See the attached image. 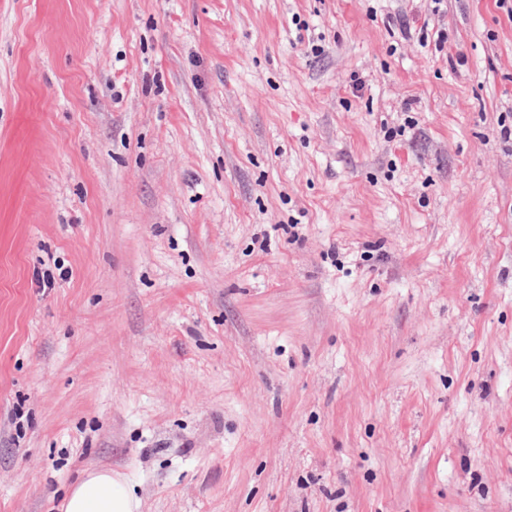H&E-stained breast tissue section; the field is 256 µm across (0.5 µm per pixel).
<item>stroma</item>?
Returning a JSON list of instances; mask_svg holds the SVG:
<instances>
[{"mask_svg":"<svg viewBox=\"0 0 512 512\" xmlns=\"http://www.w3.org/2000/svg\"><path fill=\"white\" fill-rule=\"evenodd\" d=\"M505 124L500 0H0V512H512ZM141 502L128 483L111 470L89 469L70 487L64 512H140Z\"/></svg>","mask_w":512,"mask_h":512,"instance_id":"stroma-1","label":"stroma"}]
</instances>
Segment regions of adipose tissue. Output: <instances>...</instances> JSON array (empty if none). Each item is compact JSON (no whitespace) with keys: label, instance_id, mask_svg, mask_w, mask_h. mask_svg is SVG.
Instances as JSON below:
<instances>
[{"label":"adipose tissue","instance_id":"1","mask_svg":"<svg viewBox=\"0 0 512 512\" xmlns=\"http://www.w3.org/2000/svg\"><path fill=\"white\" fill-rule=\"evenodd\" d=\"M141 502L128 483L106 469L87 470L70 487L64 512H140Z\"/></svg>","mask_w":512,"mask_h":512}]
</instances>
